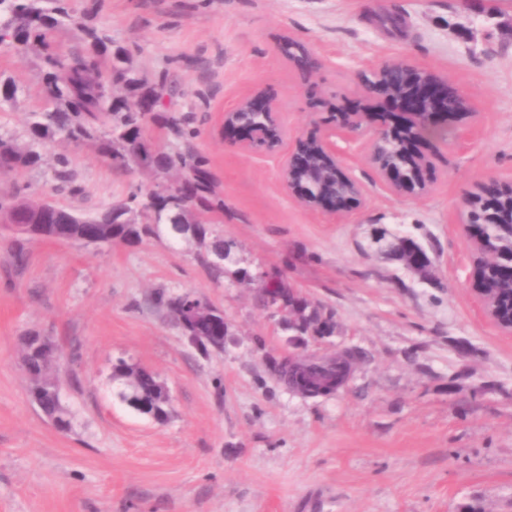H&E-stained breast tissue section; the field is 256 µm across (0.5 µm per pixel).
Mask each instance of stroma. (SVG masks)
I'll use <instances>...</instances> for the list:
<instances>
[{
  "instance_id": "stroma-1",
  "label": "stroma",
  "mask_w": 512,
  "mask_h": 512,
  "mask_svg": "<svg viewBox=\"0 0 512 512\" xmlns=\"http://www.w3.org/2000/svg\"><path fill=\"white\" fill-rule=\"evenodd\" d=\"M109 32L141 75L175 76L172 111L194 116L224 200L213 231L231 247L209 271L193 242L162 236L85 245L31 240L0 226V512H512V332L485 313L473 285L462 200L512 182V0H68ZM398 12L401 31L382 20ZM302 43L321 68L280 54ZM405 59L459 89L473 115L424 145L420 195L393 194L371 160L372 136L337 137L360 206L332 218L288 194L281 158L247 152L224 130L239 98L275 92L290 136L322 134L311 101L363 100V75ZM0 75L18 93L0 134L22 137L50 102L34 58L0 45ZM77 193L58 190L55 157ZM153 172L115 169L93 144L53 146L39 167L0 172L85 215ZM421 244L425 274L387 249ZM24 252V264L14 260ZM275 270L333 335L295 344L286 318L260 307ZM191 293L221 310L224 346L200 354L156 292ZM56 346L49 373L69 413L60 430L34 399L26 336ZM361 354L343 388L308 398L278 373L286 359ZM151 370L168 389L161 423L116 395L112 365Z\"/></svg>"
}]
</instances>
